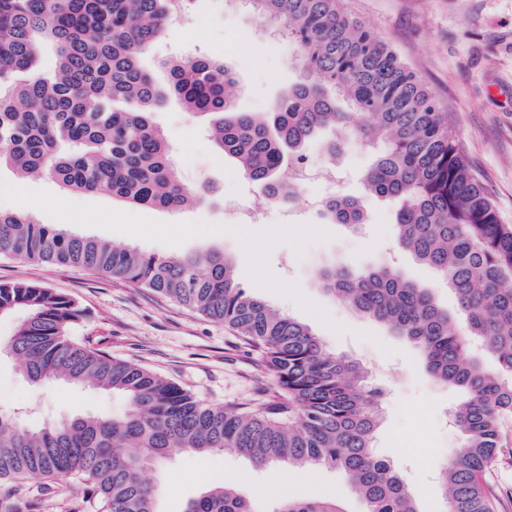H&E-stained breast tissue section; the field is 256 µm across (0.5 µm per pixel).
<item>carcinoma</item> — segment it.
Listing matches in <instances>:
<instances>
[{
	"label": "carcinoma",
	"mask_w": 512,
	"mask_h": 512,
	"mask_svg": "<svg viewBox=\"0 0 512 512\" xmlns=\"http://www.w3.org/2000/svg\"><path fill=\"white\" fill-rule=\"evenodd\" d=\"M295 47L297 79L262 117L237 107L232 69L209 57L163 64L140 57L169 28L175 0H0V166L49 176L73 192H106L136 206L177 210L197 194L177 177L153 111L173 98L210 122L218 152L271 203L298 199L283 174L323 140L331 154L349 140L375 150L362 181L371 198L396 203L394 241L448 281L462 323L432 289L390 267L323 269L319 287L357 315L382 323L421 355L437 383L462 390L454 413L460 448L438 469L446 512H495L484 474L512 423V224L466 163L436 98L342 0H244ZM57 49L53 70L41 47ZM331 224H363L364 200L329 199ZM0 255L70 265L173 299L242 336L273 372L278 391L258 409L203 404L175 383L69 336L84 311L34 282H0V316L26 317L4 343L33 383L57 380L123 394L119 418L79 414L29 427L0 408V512H36L22 483L71 475L85 482L81 512H156L145 473L182 453L232 448L258 467L272 463L342 470L366 512H418L398 468L373 449L378 391L354 360L329 354L311 328L236 282L219 250L159 256L118 248L0 212ZM480 343L487 367L471 354ZM185 512H251L219 484ZM275 512H345L335 499L285 498Z\"/></svg>",
	"instance_id": "1"
}]
</instances>
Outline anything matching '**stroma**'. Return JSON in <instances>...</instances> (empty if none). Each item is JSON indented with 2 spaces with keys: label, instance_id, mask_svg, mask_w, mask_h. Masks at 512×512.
<instances>
[{
  "label": "stroma",
  "instance_id": "stroma-1",
  "mask_svg": "<svg viewBox=\"0 0 512 512\" xmlns=\"http://www.w3.org/2000/svg\"><path fill=\"white\" fill-rule=\"evenodd\" d=\"M343 7L391 45L434 94L503 223L512 224V0H344ZM190 8V22L170 27L143 56V65L154 71L162 60L223 58L239 77L240 109L270 112L297 76L290 65L293 46L244 0H192ZM153 120L174 150L179 178L203 192V203L178 211L137 208L108 193L67 192L50 177L21 179L1 167L0 211L21 209L74 234L162 256L223 250L243 287L310 326L330 353L365 368L369 385L380 394L376 454L401 470L419 512H444V492L434 475L462 441L451 422L460 392L433 382L415 349L315 284L329 266L393 264L433 288L442 305H455L446 279L395 247L393 204L369 202V221L356 230L322 220L329 197L363 196L360 178L372 151L349 142L332 155L322 142H312V161L335 164V183L305 190L292 206H267L256 223L243 226L234 209L256 200L257 187L219 154L203 124L178 103L157 109ZM5 281L36 282L73 298L85 311L72 329L77 341L138 364L206 405L229 408L274 393L273 376L234 331L149 289L77 267L2 256L0 282ZM0 406L19 409L32 424L77 414L118 418L128 403L105 390L33 384L4 356ZM150 477L161 490L158 512H184L190 499L220 481L250 500L255 512H275L282 498L304 495L336 498L346 512H366L341 470L257 467L231 449L205 457L178 455ZM84 489L66 476L48 485L29 480L25 494L39 512H67L68 505L81 502Z\"/></svg>",
  "mask_w": 512,
  "mask_h": 512
}]
</instances>
